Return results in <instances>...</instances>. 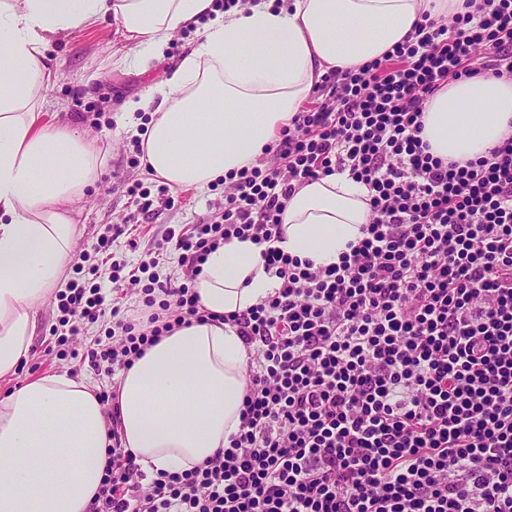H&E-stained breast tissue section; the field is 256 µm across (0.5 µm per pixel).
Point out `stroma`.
<instances>
[{
  "mask_svg": "<svg viewBox=\"0 0 512 512\" xmlns=\"http://www.w3.org/2000/svg\"><path fill=\"white\" fill-rule=\"evenodd\" d=\"M200 33L197 27L177 32L169 40L163 57L151 61L144 71L134 65L123 69L109 67L112 53H128L129 47L121 38L118 22L108 15L93 26L52 42L47 51L51 79L46 91L49 108L45 122L63 121L79 132L94 135L108 152L103 173L74 204L71 213L76 247L70 264L76 269L77 281L91 280V265L82 261L81 256L92 253L100 237H112L113 262L134 267L168 229L196 223L224 205V188L220 185L203 191L183 188L166 197L158 195L153 190L154 176L128 163L133 153L130 138L116 131L100 132L96 126L97 120L113 119L127 99L160 85L173 62L198 42ZM122 178L151 188L149 212H140L122 192L118 186ZM57 305L56 296L51 294L38 307L29 359L12 379L0 380V396L32 377L61 371L77 378H93L99 387L111 388V377L93 369L85 358L93 341L105 336L108 321L101 319L86 325L83 335L69 337L61 346L50 334L59 315Z\"/></svg>",
  "mask_w": 512,
  "mask_h": 512,
  "instance_id": "35a3bbf8",
  "label": "stroma"
}]
</instances>
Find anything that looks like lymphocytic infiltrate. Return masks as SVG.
<instances>
[{
    "label": "lymphocytic infiltrate",
    "mask_w": 512,
    "mask_h": 512,
    "mask_svg": "<svg viewBox=\"0 0 512 512\" xmlns=\"http://www.w3.org/2000/svg\"><path fill=\"white\" fill-rule=\"evenodd\" d=\"M512 80V0L418 21L359 71L330 70L320 103L266 147L273 164L229 176L220 219L156 243L116 297L121 267L70 283L61 325L111 316L89 349L112 373L175 329L204 321L190 286L232 239L261 246L280 285L228 315L249 350L242 422L200 465L141 486L113 436L90 512H512V136L477 161L444 162L422 137L448 84ZM335 173L364 183L370 220L339 263L284 253L285 203ZM176 259L182 276L159 278Z\"/></svg>",
    "instance_id": "obj_1"
}]
</instances>
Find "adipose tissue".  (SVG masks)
<instances>
[{
  "mask_svg": "<svg viewBox=\"0 0 512 512\" xmlns=\"http://www.w3.org/2000/svg\"><path fill=\"white\" fill-rule=\"evenodd\" d=\"M465 0H0V378L29 358L37 304L64 287L75 242L72 203L95 184L107 154L67 124L43 121L51 42L104 15L143 59L202 24L197 45L157 89L124 102L119 128L141 136L156 178L207 189L255 163L331 69L383 57L423 15L450 17ZM150 113L140 133L136 113ZM512 135V81L478 76L426 105L434 156L475 160ZM368 190L348 174L303 185L283 214L281 249L318 266L338 263L369 221ZM277 286L248 240L208 254L193 282L218 314L161 337L115 377L120 425L89 378L44 375L0 397V512H88L113 434L147 478L201 464L241 425L248 349L225 315Z\"/></svg>",
  "mask_w": 512,
  "mask_h": 512,
  "instance_id": "ef3b65f1",
  "label": "adipose tissue"
}]
</instances>
